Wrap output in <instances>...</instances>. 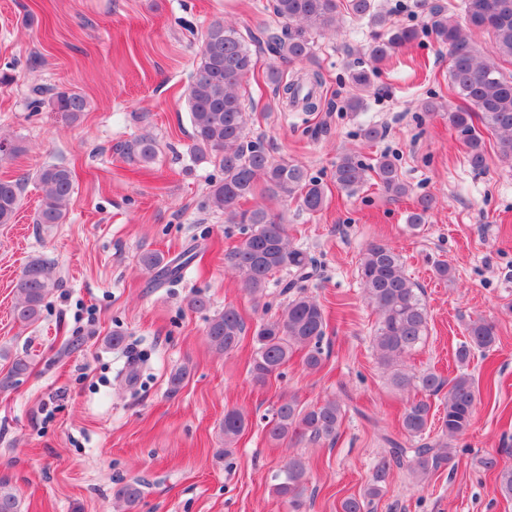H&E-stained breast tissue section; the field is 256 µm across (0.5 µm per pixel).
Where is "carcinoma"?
<instances>
[{"instance_id": "obj_1", "label": "carcinoma", "mask_w": 512, "mask_h": 512, "mask_svg": "<svg viewBox=\"0 0 512 512\" xmlns=\"http://www.w3.org/2000/svg\"><path fill=\"white\" fill-rule=\"evenodd\" d=\"M417 7L428 17L423 29L392 24L375 0H272L278 26L265 33L259 49L288 62H309L313 57L312 34L336 28L342 12L382 29L368 47L371 62L382 61L421 36H429L449 50L448 92L459 97L463 106L448 112V123L466 148L469 167L475 172L486 168V132L496 138L500 157L512 164V75H504L471 37L473 30L491 33L492 53L512 61V0H463L461 21L451 15L455 8L451 3L417 0ZM254 65L249 43L236 28L222 20L211 22L187 89V106L196 151L202 155L209 151L218 154L223 171L222 178L211 182L205 205L223 213L243 230L241 242L224 253L225 269L263 302L266 310L272 307L267 298L275 275H281L275 282L279 294L289 296L280 313L260 323L254 332L249 374L253 383L264 385L281 375L282 368L299 349L306 351L307 369H320L326 315L320 301L305 292V283L317 273L312 255L288 240L278 215L262 206L242 210L240 204L254 197L261 184L272 196L283 201L297 199L313 213L323 209L327 195L322 182L307 167L275 162L261 139H248L250 116L240 88ZM373 74L374 70L362 65L349 73L356 93L347 98V109L359 112L364 108L361 91L370 86ZM265 82L274 87L287 106L300 104L306 112L317 107L315 90L321 86V76L316 70L305 73L302 79L287 80L272 66ZM51 104L72 120L87 106L85 97L72 90L54 92ZM126 150L146 162L155 155L154 141L147 136L135 140ZM373 175L387 193L398 198L409 195V186L388 156L371 165L346 153L336 162L333 177L338 189L353 193ZM74 177V171L62 165H48L36 172L42 192L36 223H63ZM24 182L23 177L0 178V224L13 223ZM433 204V197L418 196L407 215V226L416 230L427 223ZM140 263L157 280L178 278L185 266L183 262L166 260L156 251L142 253ZM357 276L365 300L378 315L372 333L377 364L390 384L406 394V399L399 419L401 438H384L387 448L374 467L371 483L362 497L345 498L341 512H364L395 469L423 483L431 475L454 466L456 450L451 444L469 430L479 395L474 377L464 370L447 379L432 369L415 371L404 365V359L425 343L430 316L424 288L407 273L401 254L387 244L371 243L360 254ZM58 286L51 264L40 257L30 258L15 285L14 318L23 325L39 321L46 298ZM466 333V340L455 351L461 368L469 364L475 352L496 343L494 323L482 316L469 319ZM244 335V319L231 304L208 320L207 341L215 353L236 348ZM29 368L25 357L15 356L10 368L0 376V391L11 389ZM345 413L340 398H327L304 407L296 397L283 396L267 435L279 444L306 437L333 442ZM247 425L248 418L241 410L233 407L224 412V458L233 455ZM480 464L483 470L496 473L500 495L512 499V469L500 467L492 456L482 458ZM309 478V463L290 455L276 475L271 492L288 505L289 512H306ZM142 494L141 484L133 481L120 486L114 497L124 512H132ZM0 512H22L21 498L6 481H0Z\"/></svg>"}]
</instances>
